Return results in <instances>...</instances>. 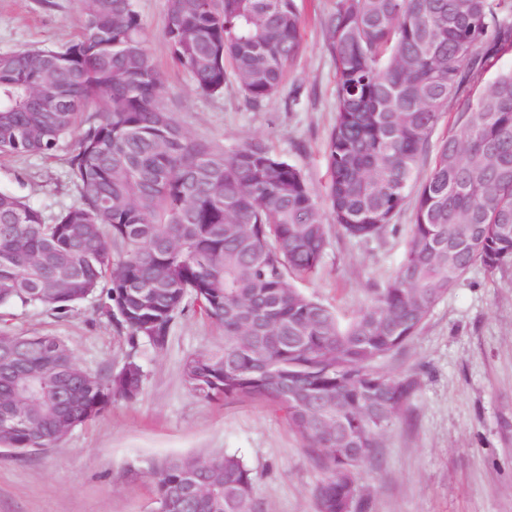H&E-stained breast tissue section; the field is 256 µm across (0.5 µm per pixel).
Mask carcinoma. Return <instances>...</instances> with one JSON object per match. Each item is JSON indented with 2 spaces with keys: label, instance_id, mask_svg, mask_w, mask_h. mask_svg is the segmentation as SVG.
Wrapping results in <instances>:
<instances>
[{
  "label": "carcinoma",
  "instance_id": "carcinoma-1",
  "mask_svg": "<svg viewBox=\"0 0 512 512\" xmlns=\"http://www.w3.org/2000/svg\"><path fill=\"white\" fill-rule=\"evenodd\" d=\"M505 11L512 0H336L323 20L336 66L323 204L263 139L221 152L186 132L163 103L136 0H82L67 46L1 52L0 156L49 155L76 136L81 200L48 223L0 192V306L62 313L100 292L132 353L103 376L56 336L1 335L19 352L0 355V443L20 455L53 447L112 399L138 398V347L164 348L192 306L224 348L185 359L188 390L283 412L323 472L319 512H354L356 472L415 389L376 363L472 267L512 266V68L485 80L512 52ZM300 29L296 0H166L163 38L196 93L222 94L232 73L258 104L302 52ZM460 97L453 129L433 140ZM408 204L402 261L351 318L296 287L321 267L326 218L370 240ZM150 475L167 512H256L252 471L235 455L170 459Z\"/></svg>",
  "mask_w": 512,
  "mask_h": 512
}]
</instances>
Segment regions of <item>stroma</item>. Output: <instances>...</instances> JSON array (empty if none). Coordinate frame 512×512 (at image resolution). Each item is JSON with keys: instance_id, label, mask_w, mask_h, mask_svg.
I'll list each match as a JSON object with an SVG mask.
<instances>
[{"instance_id": "1", "label": "stroma", "mask_w": 512, "mask_h": 512, "mask_svg": "<svg viewBox=\"0 0 512 512\" xmlns=\"http://www.w3.org/2000/svg\"><path fill=\"white\" fill-rule=\"evenodd\" d=\"M138 5L163 98L189 135L221 149L262 136L323 197L336 69L322 20L336 0H297L303 51L275 96L257 106L233 78L221 95L196 94L162 36L165 0ZM80 10V0H0V52L68 44ZM72 145L64 140L49 157H0V192L52 220L80 199L69 175ZM411 217L404 208L385 235L369 241L331 229L319 273L300 288L350 316L396 272ZM1 334L60 337L93 373L116 371L129 351L125 333L100 314L94 298L65 313L1 309ZM223 346L222 330L187 310L162 350L139 347L145 378L136 400H113L58 446L24 456L0 447V512H156L151 462L227 453L241 455L252 469L256 512H318L322 473L282 412L260 400L210 402L185 386V358ZM380 367L413 375L416 388L383 448L357 472V512H512V433L503 431L512 420V268H472L435 304L419 334Z\"/></svg>"}]
</instances>
